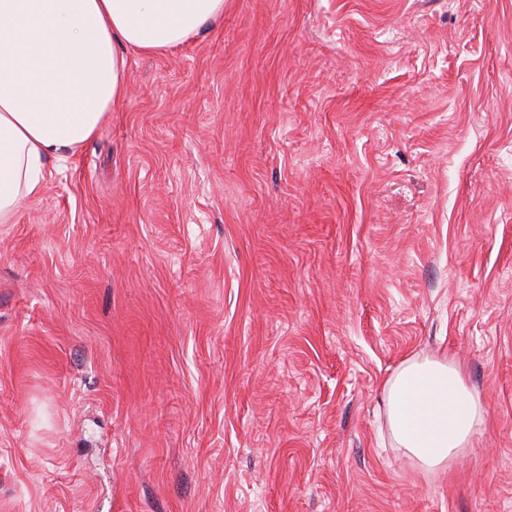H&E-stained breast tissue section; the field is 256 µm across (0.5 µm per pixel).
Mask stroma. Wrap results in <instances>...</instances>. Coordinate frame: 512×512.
<instances>
[{
  "instance_id": "stroma-1",
  "label": "stroma",
  "mask_w": 512,
  "mask_h": 512,
  "mask_svg": "<svg viewBox=\"0 0 512 512\" xmlns=\"http://www.w3.org/2000/svg\"><path fill=\"white\" fill-rule=\"evenodd\" d=\"M0 224V512H512V0H224ZM486 410L426 470L383 384ZM383 394L392 439L426 468L468 448L484 421L481 397L452 362L408 359L385 382Z\"/></svg>"
}]
</instances>
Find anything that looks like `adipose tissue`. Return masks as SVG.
I'll list each match as a JSON object with an SVG mask.
<instances>
[{
	"instance_id": "1",
	"label": "adipose tissue",
	"mask_w": 512,
	"mask_h": 512,
	"mask_svg": "<svg viewBox=\"0 0 512 512\" xmlns=\"http://www.w3.org/2000/svg\"><path fill=\"white\" fill-rule=\"evenodd\" d=\"M223 16L224 0H0V224L40 197L46 160L76 152L123 100L118 46L166 51ZM383 394L392 439L427 468L468 447L484 421L451 362L408 359Z\"/></svg>"
}]
</instances>
